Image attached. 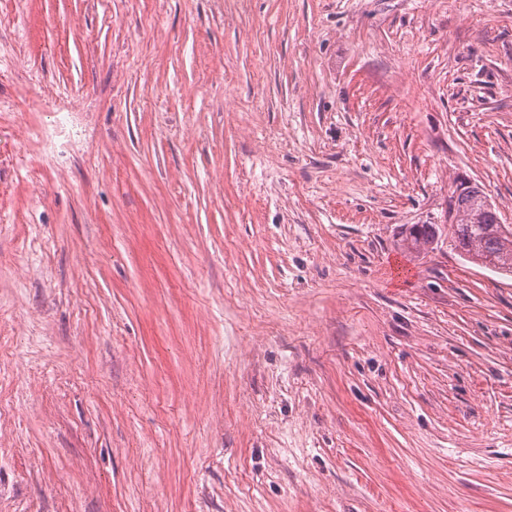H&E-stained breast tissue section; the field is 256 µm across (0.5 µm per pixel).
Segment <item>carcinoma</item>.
Here are the masks:
<instances>
[{
  "label": "carcinoma",
  "instance_id": "1",
  "mask_svg": "<svg viewBox=\"0 0 512 512\" xmlns=\"http://www.w3.org/2000/svg\"><path fill=\"white\" fill-rule=\"evenodd\" d=\"M451 242L466 260L498 273L512 274V225L501 223L499 209L477 183L456 186ZM436 224H414L406 235L408 249L428 250L437 236Z\"/></svg>",
  "mask_w": 512,
  "mask_h": 512
}]
</instances>
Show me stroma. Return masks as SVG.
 <instances>
[{"mask_svg": "<svg viewBox=\"0 0 512 512\" xmlns=\"http://www.w3.org/2000/svg\"><path fill=\"white\" fill-rule=\"evenodd\" d=\"M460 178L512 224V0H0V512H512ZM436 224H414L404 239L408 249L417 253L428 250L437 236Z\"/></svg>", "mask_w": 512, "mask_h": 512, "instance_id": "stroma-1", "label": "stroma"}]
</instances>
